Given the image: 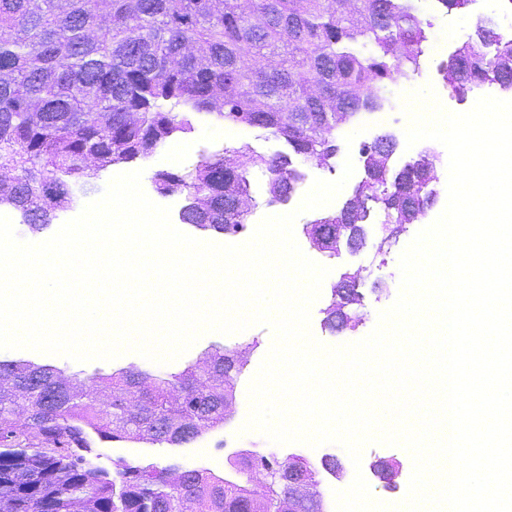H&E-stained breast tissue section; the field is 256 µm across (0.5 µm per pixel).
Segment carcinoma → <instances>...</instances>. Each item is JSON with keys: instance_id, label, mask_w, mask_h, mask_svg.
<instances>
[{"instance_id": "obj_1", "label": "carcinoma", "mask_w": 512, "mask_h": 512, "mask_svg": "<svg viewBox=\"0 0 512 512\" xmlns=\"http://www.w3.org/2000/svg\"><path fill=\"white\" fill-rule=\"evenodd\" d=\"M493 31L489 17L473 22L443 69L450 93L461 96L475 82L512 87V38L488 44ZM426 42L411 0H252L247 12L240 0H0V200L31 229L46 228L69 199L67 178L94 185L86 153L100 170L148 159L192 130L189 114L207 113L242 130L262 128L289 147L267 159L243 141L181 174L155 171L159 193L187 195L183 223L207 220L216 233L237 232L246 219L237 195L249 187L250 170L265 167L270 196L290 197L298 179L292 158H335L336 134L358 112L353 103L378 108L384 81L404 77ZM302 111L318 113V121H289ZM397 146L391 138L366 151L376 177L349 196L355 242L363 238L362 195L381 201L385 225L420 219L423 205L392 203L420 179L383 157ZM215 357L218 378L112 374L110 411L94 388L66 385L51 372L35 378L28 360L1 361L0 502L14 503L12 512H45V504L51 512H183L170 472L147 487V468L126 464L116 485L94 464L90 433L161 444L180 419L220 425L232 378L224 362L235 359L220 347ZM276 465L253 455L239 462V473ZM187 475L197 487L192 512H247L249 494L288 512L274 481Z\"/></svg>"}]
</instances>
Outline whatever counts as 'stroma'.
<instances>
[{"mask_svg":"<svg viewBox=\"0 0 512 512\" xmlns=\"http://www.w3.org/2000/svg\"><path fill=\"white\" fill-rule=\"evenodd\" d=\"M414 4L416 15L427 31L428 45L434 50L428 59L421 83L432 86L433 89H441L439 66L442 62L448 61L457 47L467 39L476 17L492 18L498 33L512 37V23L503 22L500 0H471L465 12L451 14L438 10L434 0H414ZM385 97L390 104L389 109L381 112H362L353 119L342 137L341 151L333 168H319L314 162L300 161L296 164L297 169L302 170L307 178L313 180L334 181L341 178L345 162H352L354 171L350 178L346 179L341 191L342 197L349 196L364 176L360 161V150L363 145L372 143L377 136L386 132L399 137L404 134L407 116L400 106L399 83H388L385 87ZM191 121V132L176 136L152 158L117 164L101 171L96 181L98 191H105L108 182L116 175L141 171V186L146 196L158 205L169 207L171 217L175 218L186 203L185 197L179 193L172 196L159 195L153 184V174L156 170L192 168L200 159L224 154L226 150L239 146L244 140L250 142L257 152L269 159L288 151L284 142L267 137L265 131L260 128L244 131L236 138L228 136L227 125L215 116L195 113L192 114ZM424 149L430 150L435 156L437 179L432 184L433 200L425 208L420 223L407 225L402 234L390 239L382 229L379 209H372L365 240L353 252L345 249L340 255L332 256L312 246L303 233L302 226L317 218L319 212L315 209L299 212L298 207L305 196V190L303 184H295L288 201L289 208L299 212L293 227L295 240L308 258L329 269L321 285L320 295L310 309V331L320 343L335 347L365 338L375 329L379 313L391 307L396 301L401 279L399 257L421 228L429 226L438 218L448 196V152L442 144L423 140L411 148L401 147L392 158L394 167H402L409 157ZM348 270L357 273V290L363 296L362 304L354 306L351 310L358 324L353 329L340 326L333 328L326 323L324 310L331 300L332 288L338 283L341 274ZM272 342L271 330L263 325H255L234 335L215 333L201 336L186 353L166 364L152 362L134 352L124 353L109 361L78 362L65 356L30 349H0V361L29 359L42 365L56 367L64 375L76 376L94 384L97 383L99 375H109L131 366L153 375H174L194 365L209 347H224L230 350L243 348L248 353V361L241 372L233 378L234 401L239 404L242 403L249 384L269 352ZM242 425V413H233L219 427L203 432L199 440L211 448L213 453L227 458L242 449L260 454L277 452V444L268 441L258 432H242ZM286 452L306 458L314 467L316 479L322 485L333 479L331 471L324 465L325 458L336 459L345 472L343 485H351L355 475H363L373 497L389 505L398 504L405 499L413 472L408 451L396 445L370 444L365 447L361 461L357 464L353 463L346 449L336 443H325L315 448L290 446ZM391 457L402 464L399 487L395 490L385 489L370 469L371 462Z\"/></svg>","mask_w":512,"mask_h":512,"instance_id":"35a3bbf8","label":"stroma"}]
</instances>
